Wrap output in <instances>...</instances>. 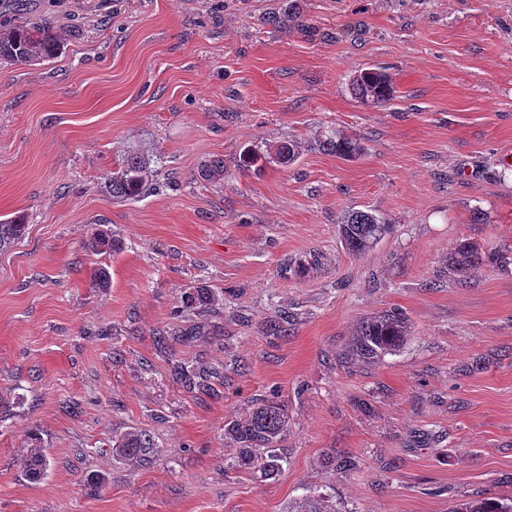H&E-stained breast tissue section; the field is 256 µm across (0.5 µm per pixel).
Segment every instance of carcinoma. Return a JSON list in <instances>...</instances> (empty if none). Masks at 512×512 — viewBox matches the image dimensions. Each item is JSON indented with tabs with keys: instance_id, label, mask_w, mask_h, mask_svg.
Listing matches in <instances>:
<instances>
[{
	"instance_id": "carcinoma-1",
	"label": "carcinoma",
	"mask_w": 512,
	"mask_h": 512,
	"mask_svg": "<svg viewBox=\"0 0 512 512\" xmlns=\"http://www.w3.org/2000/svg\"><path fill=\"white\" fill-rule=\"evenodd\" d=\"M63 45L48 26L35 27L0 24V64H40L58 57ZM355 98L363 103L385 106L395 100V90L390 76L380 67L362 69L350 81ZM324 150L342 158H356L365 150L362 142L337 129L330 128L320 134ZM299 154L295 142L281 143L257 149L248 146L239 156V166L260 170L275 162L287 166ZM157 156L150 151L133 149L125 155L119 167L104 181V187L112 199L128 202L144 197L150 191L161 189L154 174ZM224 159L212 158L202 162L196 179L208 183L224 180ZM27 224L22 215L0 220V250L12 246L25 235ZM385 220L370 211H353L343 218L339 232L349 251L362 254L373 247L387 232ZM84 248L92 254H106L122 249V242L104 229H95L84 242ZM485 257L482 248L469 241L460 243L448 258V269L456 276L464 277L480 265ZM222 299L211 288L197 286L186 296L187 309H213ZM411 336V325L405 314L397 309L383 311L359 321L352 333L347 358L364 363L373 362L401 349ZM173 379L190 391L211 389L212 375L204 370L178 363L173 366ZM288 428V410L276 400H265L254 405L243 421H234L227 429L232 441L234 466L259 479H270L282 467V456L277 444ZM152 438L137 429H130L112 439V451L116 454L148 460ZM47 470V455L34 439L25 461L29 479H42ZM452 512H512V501L481 498L454 508Z\"/></svg>"
}]
</instances>
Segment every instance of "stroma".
<instances>
[{"instance_id": "obj_1", "label": "stroma", "mask_w": 512, "mask_h": 512, "mask_svg": "<svg viewBox=\"0 0 512 512\" xmlns=\"http://www.w3.org/2000/svg\"><path fill=\"white\" fill-rule=\"evenodd\" d=\"M12 19L64 49L0 66V220L28 224L0 251V512L512 498V265L465 283L448 270L465 240L512 251V0H27ZM372 66L390 105L350 90ZM329 127L363 155L323 151ZM288 141L292 165L239 167L245 147ZM135 146L160 155L162 189L118 202L104 179ZM214 156L223 183L196 180ZM357 210L390 227L360 255L338 233ZM98 224L122 250L84 249ZM201 285L223 307L183 309ZM394 308L404 348L342 360L352 326ZM174 328L189 340L159 342ZM175 360L224 382L189 391ZM272 398L288 408L284 462L262 480L235 469L224 428ZM131 428L152 465L113 454ZM331 449L356 468L324 466ZM31 449L25 461L26 475L30 480L42 479L47 470V455L38 438H32Z\"/></svg>"}]
</instances>
